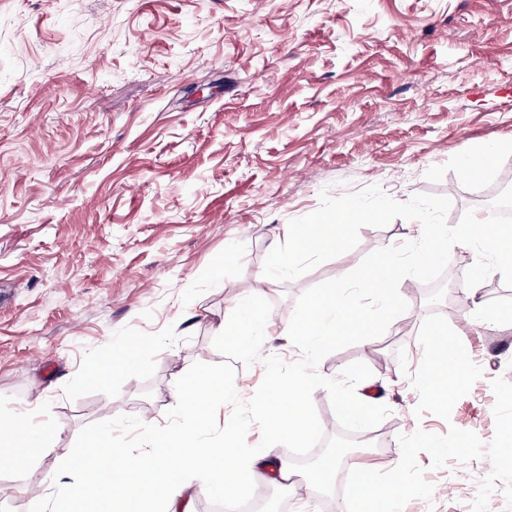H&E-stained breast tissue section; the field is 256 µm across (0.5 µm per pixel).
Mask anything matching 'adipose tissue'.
Masks as SVG:
<instances>
[{
	"instance_id": "ef3b65f1",
	"label": "adipose tissue",
	"mask_w": 512,
	"mask_h": 512,
	"mask_svg": "<svg viewBox=\"0 0 512 512\" xmlns=\"http://www.w3.org/2000/svg\"><path fill=\"white\" fill-rule=\"evenodd\" d=\"M354 323L368 328L374 320L371 315L354 313L331 291L318 297L310 310L279 327L278 333L319 349L344 325ZM309 390L303 370L270 377L260 402L263 423L283 448L299 447L310 430ZM174 396L184 421L157 440V453L121 456L110 440L100 437L90 454L70 459V466L81 471L88 492L82 512H130L134 506L139 512H150L158 501L163 504L162 512H193L192 497L183 481L192 474L205 476L227 497L246 491L258 480L279 485L292 480L295 472L287 457L270 459L258 449L242 447L236 424L226 426L222 446L209 448L200 443L208 409L227 398L222 376L197 370L176 385Z\"/></svg>"
}]
</instances>
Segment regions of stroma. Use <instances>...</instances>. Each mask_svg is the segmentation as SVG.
<instances>
[{"label": "stroma", "instance_id": "stroma-1", "mask_svg": "<svg viewBox=\"0 0 512 512\" xmlns=\"http://www.w3.org/2000/svg\"><path fill=\"white\" fill-rule=\"evenodd\" d=\"M493 150L480 179L463 155ZM512 182V0H0V421L32 432L0 469V512H67L83 482L67 455L96 435L141 455L182 414L172 392L193 363H217L235 299L289 322L308 289L418 223L364 227L357 246L289 281L268 253L322 191L370 186L404 202L448 197L449 224L487 215L486 185ZM438 284L401 281L409 305L386 332L324 357L391 413L382 443L343 470L389 471L398 437L449 427L490 442V382L512 381V304L501 274L463 319L477 254L458 244ZM441 314L483 375L450 419L416 416L419 333ZM134 346L132 373L89 368ZM431 500L403 512H470L487 458L435 469Z\"/></svg>", "mask_w": 512, "mask_h": 512}]
</instances>
